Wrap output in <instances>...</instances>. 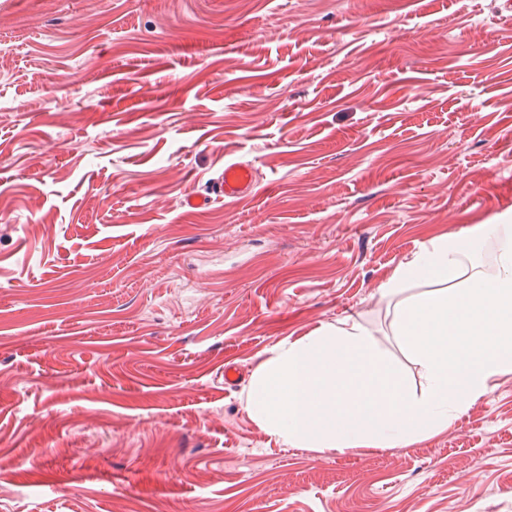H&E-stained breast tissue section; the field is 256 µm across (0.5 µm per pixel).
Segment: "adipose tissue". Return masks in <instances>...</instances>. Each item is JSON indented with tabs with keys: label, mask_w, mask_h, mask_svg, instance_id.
<instances>
[{
	"label": "adipose tissue",
	"mask_w": 512,
	"mask_h": 512,
	"mask_svg": "<svg viewBox=\"0 0 512 512\" xmlns=\"http://www.w3.org/2000/svg\"><path fill=\"white\" fill-rule=\"evenodd\" d=\"M494 260L475 257L481 240ZM391 334L421 370L420 390L378 349L374 330L342 320L266 350L245 407L269 435L293 448L346 454L397 448L452 427L470 403L512 373V224L430 242L379 284Z\"/></svg>",
	"instance_id": "1"
}]
</instances>
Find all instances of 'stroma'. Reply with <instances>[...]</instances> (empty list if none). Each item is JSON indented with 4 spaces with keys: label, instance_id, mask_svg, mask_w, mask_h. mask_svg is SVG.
Instances as JSON below:
<instances>
[{
    "label": "stroma",
    "instance_id": "1",
    "mask_svg": "<svg viewBox=\"0 0 512 512\" xmlns=\"http://www.w3.org/2000/svg\"><path fill=\"white\" fill-rule=\"evenodd\" d=\"M510 222L512 0H0V512H512V374L345 456L243 401L346 318L418 389L376 287ZM255 188V176L252 169L245 164L229 163L224 166V173L213 185L211 194L224 200L235 199L251 193ZM211 194L188 199L190 208H202L212 202Z\"/></svg>",
    "mask_w": 512,
    "mask_h": 512
}]
</instances>
